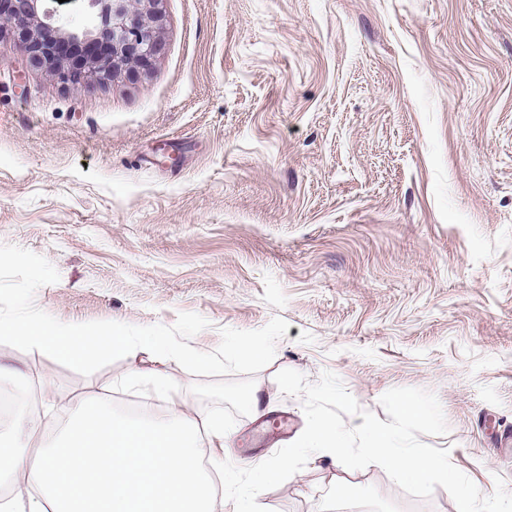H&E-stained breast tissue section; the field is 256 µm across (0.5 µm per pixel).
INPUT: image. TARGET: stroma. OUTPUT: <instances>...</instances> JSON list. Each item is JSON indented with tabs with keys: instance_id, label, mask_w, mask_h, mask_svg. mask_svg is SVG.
I'll return each mask as SVG.
<instances>
[{
	"instance_id": "obj_1",
	"label": "stroma",
	"mask_w": 512,
	"mask_h": 512,
	"mask_svg": "<svg viewBox=\"0 0 512 512\" xmlns=\"http://www.w3.org/2000/svg\"><path fill=\"white\" fill-rule=\"evenodd\" d=\"M152 68L63 85L0 40V244L48 259L37 307L65 323L288 324L255 374L196 376L168 358L201 420L259 464L305 428L275 375L335 373L385 418L394 387L438 397L424 443L482 495L512 492V0H163ZM20 383L91 393L128 415L120 359L85 377L0 344ZM258 395L239 404L233 389ZM348 492L336 493L339 482ZM267 512H458L377 465L313 454L257 497Z\"/></svg>"
}]
</instances>
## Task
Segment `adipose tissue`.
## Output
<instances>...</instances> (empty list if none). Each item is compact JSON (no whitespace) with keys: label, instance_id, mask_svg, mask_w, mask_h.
<instances>
[{"label":"adipose tissue","instance_id":"1","mask_svg":"<svg viewBox=\"0 0 512 512\" xmlns=\"http://www.w3.org/2000/svg\"><path fill=\"white\" fill-rule=\"evenodd\" d=\"M230 439L220 426H199L177 400L164 419L145 421L112 417L87 398L56 438L21 418L0 433V483L14 488L0 512H217L200 446ZM31 448L40 449L37 460Z\"/></svg>","mask_w":512,"mask_h":512}]
</instances>
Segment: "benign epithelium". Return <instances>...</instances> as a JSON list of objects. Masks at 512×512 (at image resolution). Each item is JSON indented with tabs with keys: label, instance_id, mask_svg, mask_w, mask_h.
<instances>
[{
	"label": "benign epithelium",
	"instance_id": "obj_1",
	"mask_svg": "<svg viewBox=\"0 0 512 512\" xmlns=\"http://www.w3.org/2000/svg\"><path fill=\"white\" fill-rule=\"evenodd\" d=\"M54 0H0V38L16 39L29 63L40 67L48 62L44 36L75 45L109 42L110 50L92 57L81 69L65 61L52 66L62 84L82 80L105 83L122 68L145 67L163 49L162 0H88L89 16L79 25L61 22L51 3Z\"/></svg>",
	"mask_w": 512,
	"mask_h": 512
}]
</instances>
